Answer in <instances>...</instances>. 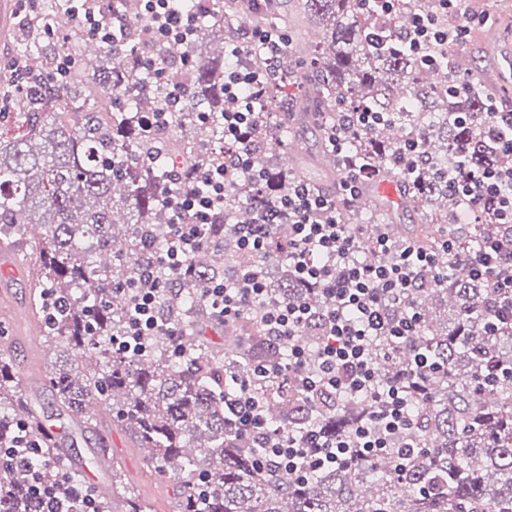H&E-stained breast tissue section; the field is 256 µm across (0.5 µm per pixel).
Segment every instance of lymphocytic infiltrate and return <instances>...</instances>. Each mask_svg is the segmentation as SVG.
<instances>
[{
    "label": "lymphocytic infiltrate",
    "mask_w": 512,
    "mask_h": 512,
    "mask_svg": "<svg viewBox=\"0 0 512 512\" xmlns=\"http://www.w3.org/2000/svg\"><path fill=\"white\" fill-rule=\"evenodd\" d=\"M81 2L85 33L103 43L116 42L118 33L124 30V12L111 5L102 6L99 0ZM435 3L446 13L458 14L459 22L444 28L431 9L415 13L412 28L405 35L415 56L434 50L447 52L449 46L465 42L473 25L489 19L485 12L461 11V0ZM135 6L149 21L144 37L152 44H186L197 33L196 16L182 7L181 0H135ZM286 47L285 36L276 30L242 27L231 51L237 65L224 76V96L234 103L233 109L223 114L224 159L197 172L196 189L168 197L173 222L169 226V245L159 254L157 268H181L201 246L202 228L223 211L226 188L236 176H249L253 189L262 190L267 173L255 169L243 144L257 122L255 103L277 78ZM383 120L380 112L339 113L328 132L330 149L337 156H347L348 132ZM448 188L460 198L473 223L487 219L512 227L511 168L492 166L464 176L452 175ZM283 219L288 220L292 231L287 242L277 243L269 227ZM366 241L376 255L371 263L357 257ZM238 245L256 257L257 266L243 270L232 282L216 284L207 302L213 314L228 326L243 321L249 310H257L256 320L268 341L289 344L287 361L257 366L256 374L287 379L310 402L324 407L341 396L367 398L373 407L370 421L350 435L331 437L310 423L286 437L268 424L259 400L242 386L224 398V408L239 430L252 436L265 461L291 476L345 461L356 452H389L398 464H405L418 449L417 443L407 438L413 420L406 389L379 384L375 357L380 340L397 342L416 334L414 296L422 286V272L435 267L433 255L414 243L398 244L386 234H374L371 225L344 223L335 199L299 180L289 181L287 193L276 203L261 206L252 223L239 225ZM275 250L287 255L294 279L322 286L326 307L305 301L263 305V263ZM470 268L472 275L485 279L497 296L489 330H512V248H506L499 239H485ZM156 270H147L133 290L126 334L114 342L120 350L144 352L143 338L156 335L160 329ZM306 329L313 340L309 347L294 341ZM32 454L30 448H14L9 457L23 464L29 491L42 512H97L92 495L75 483L43 487L32 465Z\"/></svg>",
    "instance_id": "lymphocytic-infiltrate-1"
}]
</instances>
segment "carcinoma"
<instances>
[{
    "mask_svg": "<svg viewBox=\"0 0 512 512\" xmlns=\"http://www.w3.org/2000/svg\"><path fill=\"white\" fill-rule=\"evenodd\" d=\"M426 6L427 0H400L394 15L385 16L366 0H264L254 7L248 0L188 3L198 34L187 50L195 64L176 68L186 96L166 126L149 128L147 119L167 87L141 62L150 52L144 19L127 4L125 35L115 45H98L101 64L90 69L79 43L62 46L76 59L71 75L44 87L36 100L25 97L31 115L25 127L0 132V241L10 247L28 225L43 229L26 259L43 338L66 348L50 372L56 399L94 432L97 424L85 406L105 404L135 447L152 449L146 466L175 485L180 512H512V332H488L494 302L484 281L448 273L450 264L469 266L486 236L508 237L512 228L473 224L455 230L452 260L441 247L442 226L456 214L464 219L448 192V171L466 173L488 163L508 168L512 155L481 134L489 120L486 98L448 87L447 60L427 66L400 43L384 45L385 36L399 32ZM72 22L57 0L43 5L22 23L17 57L35 73L51 71L55 56L39 49L43 28ZM305 22L322 28L321 44L301 43ZM245 24L288 34L280 79L262 95L260 125L246 143L253 159H264L265 200L285 194L288 179H306L300 167L272 162L269 152L310 113L327 127L337 112H383L384 123L348 133L349 157L397 179L405 206L423 216L413 239L439 259L415 298L416 335L377 358L382 383L406 386L414 439L424 448L401 474L390 455L358 454L305 476H273L252 441L224 414V392L247 381L268 423L286 434L310 420L329 436L347 435L372 414L364 398L312 412L280 380L253 381L257 364L286 359L284 347L255 329L248 335L225 329L222 351L189 342L209 289L253 263L237 246L238 225L250 223L258 206L243 178L226 192L224 213L204 227V245L182 268L158 270L165 284L158 297L160 319L183 335L147 336L141 355L112 350L129 308L116 287L135 284L166 247L173 213L165 197L193 188L195 171L224 158L221 113L231 106L224 99V70L236 59L222 52L208 57L202 44L208 38L228 44ZM297 57L310 74L298 77ZM457 112L470 113L463 128L454 124ZM410 138L423 142V163L406 175L389 170L391 155ZM371 191L373 183L366 181L353 197L336 193L346 223L386 220L358 205ZM117 209L128 215L123 230L115 227ZM102 253L112 255V264H97ZM273 258L281 271L267 283L266 302L321 306L320 287L296 282L288 261L279 254ZM228 263L234 268L229 277ZM437 299L451 303L450 314L430 307ZM419 353L432 364L421 377L411 373ZM13 446H38L52 463L64 450L28 401L12 356L1 351L0 512H37L25 476L5 455ZM37 476L51 488L65 478L80 481L52 465L38 468ZM112 490V500L97 501L100 512H115L118 503L122 512H146L115 459Z\"/></svg>",
    "mask_w": 512,
    "mask_h": 512,
    "instance_id": "1",
    "label": "carcinoma"
}]
</instances>
